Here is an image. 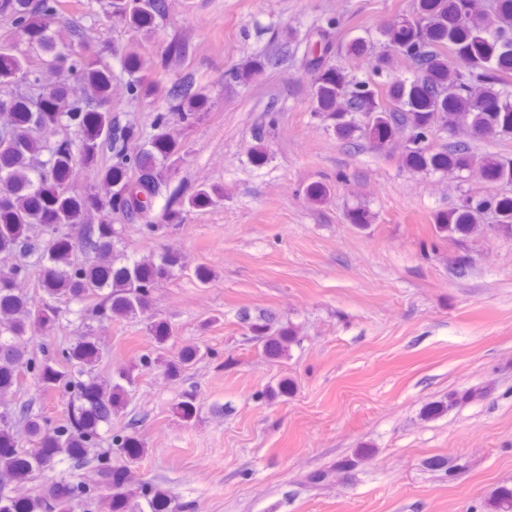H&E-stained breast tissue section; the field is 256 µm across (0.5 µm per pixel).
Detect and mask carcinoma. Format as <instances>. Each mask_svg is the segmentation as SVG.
<instances>
[{"instance_id": "carcinoma-1", "label": "carcinoma", "mask_w": 512, "mask_h": 512, "mask_svg": "<svg viewBox=\"0 0 512 512\" xmlns=\"http://www.w3.org/2000/svg\"><path fill=\"white\" fill-rule=\"evenodd\" d=\"M112 18L149 35L167 17V0H107ZM0 15L10 25L0 38V255L20 254L21 267L0 270V399L20 390L19 374L27 372L37 389L67 397V414L59 422L35 413L29 404L0 409V512H92L95 500L106 512H182L183 505L154 485L136 484L127 473L145 455L136 435L116 434L100 448L102 430H112V416L123 408V396L133 385L136 366L118 372L109 382L99 380L95 367L101 358L97 337L76 327L72 341L43 358L30 357L29 339L46 336L59 316L57 302L83 303L100 299L112 318H135L149 308L151 288L173 274L175 253L156 262L134 261L117 266L113 251L114 221L137 214L153 232L161 224H179L192 209L215 203L216 187L202 185L189 196L170 187L163 171L182 163V143L171 136L170 116L193 123L207 108L208 96L191 73L171 84L147 82L139 75V55L132 49L112 68V50L88 55L91 27L86 15H67L60 0H0ZM386 44L415 61L420 76L396 80L380 94L355 81L339 68L315 71L314 110L333 120L336 137L368 140L383 149L405 131L417 139L449 133L448 144L430 154L427 147L405 148L406 163L416 169H448L476 174L488 182L512 183V160L496 153L478 156L462 138L473 133L487 145L512 137V0H497L493 15L473 12L466 0H419L418 12L397 28L381 31ZM38 46L57 72L58 81L46 86L30 69L20 45ZM254 59L229 73L245 82L264 69ZM125 84L133 101L152 97L164 104L150 131L121 124L107 107L112 83ZM86 95L76 98L73 86ZM66 131L73 145L59 150L53 136ZM140 139L142 148L130 154L127 145ZM84 170L95 180L112 184L123 209L101 200L92 185L77 188L74 172ZM165 199L158 215L153 203ZM497 218L483 223L486 212ZM83 225L82 237L70 229ZM490 229L512 236V197L492 195L466 201L439 216L435 231L443 240H458ZM34 277L39 295L18 283ZM293 342L290 332L267 336L264 352L278 358ZM193 345L171 359L144 356V365L164 367L176 377L197 355ZM186 421L197 414L196 395L184 393L174 404ZM70 463L71 480L50 476L61 458ZM94 462L98 482L89 486L80 470ZM41 478L34 493L17 498L15 485ZM486 512H512V487L493 489Z\"/></svg>"}]
</instances>
